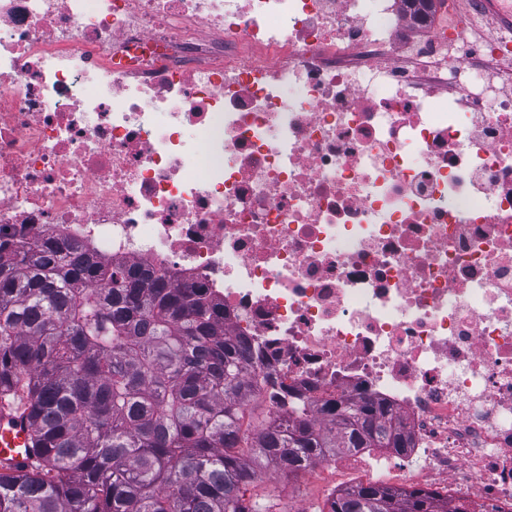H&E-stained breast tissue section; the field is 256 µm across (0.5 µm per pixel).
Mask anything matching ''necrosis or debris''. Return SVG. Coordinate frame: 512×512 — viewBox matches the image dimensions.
<instances>
[{
    "label": "necrosis or debris",
    "mask_w": 512,
    "mask_h": 512,
    "mask_svg": "<svg viewBox=\"0 0 512 512\" xmlns=\"http://www.w3.org/2000/svg\"><path fill=\"white\" fill-rule=\"evenodd\" d=\"M403 0H0V234L197 288L250 367L410 437L322 470L512 512V54ZM410 56L414 67L401 64ZM506 62V63H504ZM511 63V65H510ZM495 67H498V68H501L500 71L499 70H496ZM486 70L490 73L489 74V81L486 80V82L492 87V93L494 95L498 97H508V96H511V92H512V85L507 82L502 75L504 74H507L508 72H511L512 70V58L509 59V60H499L497 61L496 63H494L492 66H489L488 68H486ZM498 73V74H497ZM502 87L504 86V89L502 90V92H500V94L498 95L497 94V89L496 87ZM509 94V95H508ZM504 95H507V96H504Z\"/></svg>",
    "instance_id": "1"
}]
</instances>
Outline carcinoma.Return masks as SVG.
<instances>
[{"instance_id":"carcinoma-1","label":"carcinoma","mask_w":512,"mask_h":512,"mask_svg":"<svg viewBox=\"0 0 512 512\" xmlns=\"http://www.w3.org/2000/svg\"><path fill=\"white\" fill-rule=\"evenodd\" d=\"M215 305L149 270L51 233L0 241V406L30 425L34 458L0 470V512H273L247 496L274 466L327 453L408 454L370 400L329 406L324 436L301 395L246 372ZM327 512H468L434 491L359 484Z\"/></svg>"}]
</instances>
